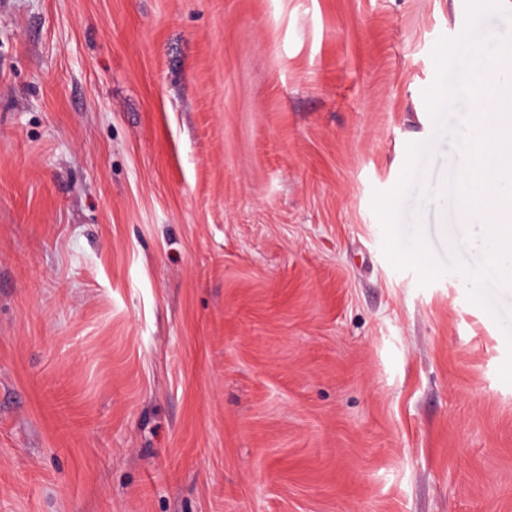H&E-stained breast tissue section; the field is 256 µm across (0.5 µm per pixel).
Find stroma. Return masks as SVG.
I'll return each instance as SVG.
<instances>
[{
  "label": "stroma",
  "mask_w": 512,
  "mask_h": 512,
  "mask_svg": "<svg viewBox=\"0 0 512 512\" xmlns=\"http://www.w3.org/2000/svg\"><path fill=\"white\" fill-rule=\"evenodd\" d=\"M494 74L512 0H0V512H512ZM505 163V159L491 152H486V160L474 172H468L463 177L462 187L465 190L466 183L471 178H479L486 183L488 192H498V182L500 179L501 169Z\"/></svg>",
  "instance_id": "obj_1"
}]
</instances>
